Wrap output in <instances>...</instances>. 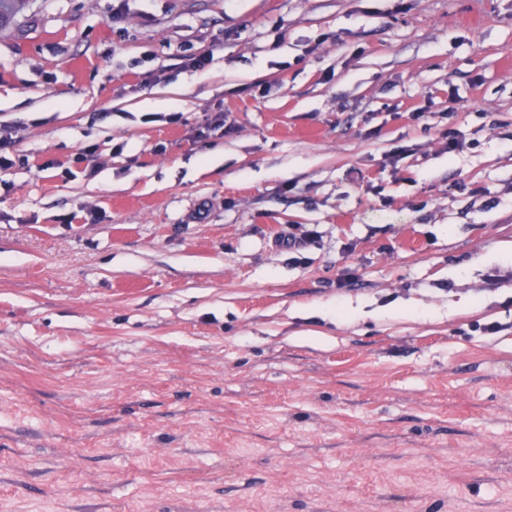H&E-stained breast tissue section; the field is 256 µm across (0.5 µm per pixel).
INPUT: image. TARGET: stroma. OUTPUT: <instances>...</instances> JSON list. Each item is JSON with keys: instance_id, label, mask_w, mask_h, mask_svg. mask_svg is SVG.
Here are the masks:
<instances>
[{"instance_id": "stroma-1", "label": "stroma", "mask_w": 512, "mask_h": 512, "mask_svg": "<svg viewBox=\"0 0 512 512\" xmlns=\"http://www.w3.org/2000/svg\"><path fill=\"white\" fill-rule=\"evenodd\" d=\"M0 136V512H512V0H28Z\"/></svg>"}]
</instances>
